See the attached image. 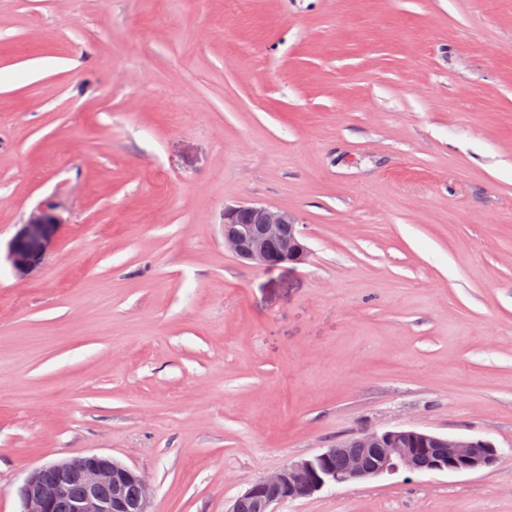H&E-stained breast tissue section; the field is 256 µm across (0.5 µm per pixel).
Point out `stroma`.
Returning a JSON list of instances; mask_svg holds the SVG:
<instances>
[{
	"mask_svg": "<svg viewBox=\"0 0 512 512\" xmlns=\"http://www.w3.org/2000/svg\"><path fill=\"white\" fill-rule=\"evenodd\" d=\"M241 203L307 263L225 250ZM395 428L497 459L279 512H512V0H0V512L91 453L149 512H228ZM297 218L288 210L242 203L224 209V248L237 259L268 269L304 263L309 255ZM59 228L54 210L44 206L20 224L8 245L7 259L20 278L32 276L53 249Z\"/></svg>",
	"mask_w": 512,
	"mask_h": 512,
	"instance_id": "35a3bbf8",
	"label": "stroma"
}]
</instances>
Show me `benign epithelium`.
<instances>
[{
    "mask_svg": "<svg viewBox=\"0 0 512 512\" xmlns=\"http://www.w3.org/2000/svg\"><path fill=\"white\" fill-rule=\"evenodd\" d=\"M58 228V216L47 206L33 211L19 226L7 253L18 277L27 278L37 271L55 245ZM224 248L241 261L268 269L283 263H303L309 255L293 213L253 203L224 208ZM407 438L418 440L421 448L400 447ZM374 448H382L384 453L377 464L371 465L367 456ZM439 448L448 449V454H438ZM336 455L344 459L340 471L330 465ZM495 457L496 448L482 440L407 429L366 431L252 483L242 497L258 500L262 512H277V505L308 497L328 485L401 469L470 473L490 466ZM75 473L83 480L77 495L72 490ZM131 484L139 491L135 499L126 494ZM20 496L22 512H58L62 508L68 512H148L151 486L142 473L111 457L93 453L37 468L27 477Z\"/></svg>",
    "mask_w": 512,
    "mask_h": 512,
    "instance_id": "benign-epithelium-1",
    "label": "benign epithelium"
}]
</instances>
